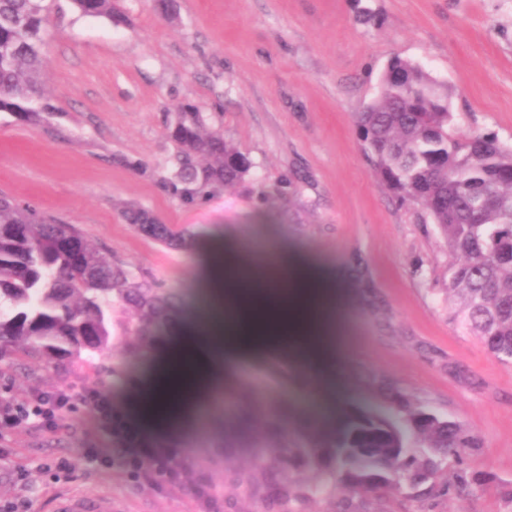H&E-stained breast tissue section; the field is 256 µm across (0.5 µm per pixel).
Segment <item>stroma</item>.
<instances>
[{"label":"stroma","instance_id":"stroma-1","mask_svg":"<svg viewBox=\"0 0 512 512\" xmlns=\"http://www.w3.org/2000/svg\"><path fill=\"white\" fill-rule=\"evenodd\" d=\"M125 22L78 14L55 0L44 84L57 112L41 123L0 113V193L81 229L112 262L183 293H200L202 249L223 231L249 252L286 246L316 263L340 293L329 360L345 391L339 423L363 409L365 371L375 370L482 444L468 458L486 479L465 496L448 464L431 491L380 496L336 491L298 512H512V367L448 320L452 257L419 207L400 203L365 156L354 117L376 96L393 57L447 86L460 134L512 144V0H118ZM201 106L254 167L246 181L181 204L160 183L174 152L166 136L174 107ZM285 185L264 205L258 187ZM140 205L194 233L176 252L125 224ZM160 329L122 375L115 353L45 363L0 359V408L50 393L67 397L56 425L0 431V512H52L56 497L105 491L114 512H266L267 477L252 492L230 470L251 467L252 449H223L224 433L272 407L288 432H306L307 393L284 361L241 358L220 391L197 380L172 407L167 433H127L112 416L169 342ZM205 393L201 421L183 410ZM68 468H59L60 460ZM177 461L175 477L148 478L139 461Z\"/></svg>","mask_w":512,"mask_h":512}]
</instances>
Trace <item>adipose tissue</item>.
I'll use <instances>...</instances> for the list:
<instances>
[{"mask_svg":"<svg viewBox=\"0 0 512 512\" xmlns=\"http://www.w3.org/2000/svg\"><path fill=\"white\" fill-rule=\"evenodd\" d=\"M338 302L334 283L288 248L245 257L228 246L223 233H214L205 244L200 297L192 314L175 330L170 346L157 354L138 390L126 398L121 418L136 427L166 419L172 404L200 375L223 387L225 362L265 357L268 336L277 335L291 339L279 355L311 395L308 418L334 424L343 381L340 374L320 367L326 344L307 320L314 308L330 309Z\"/></svg>","mask_w":512,"mask_h":512,"instance_id":"adipose-tissue-1","label":"adipose tissue"}]
</instances>
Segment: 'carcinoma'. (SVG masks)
I'll list each match as a JSON object with an SVG mask.
<instances>
[{
  "instance_id": "carcinoma-1",
  "label": "carcinoma",
  "mask_w": 512,
  "mask_h": 512,
  "mask_svg": "<svg viewBox=\"0 0 512 512\" xmlns=\"http://www.w3.org/2000/svg\"><path fill=\"white\" fill-rule=\"evenodd\" d=\"M83 16L125 21L116 0H72ZM51 0H0V112L49 125L56 108L42 82ZM167 127L176 150L161 184L187 205L219 187L246 180L250 159L211 130L196 105L175 107ZM355 125L374 172L402 201L424 209L448 242V292L458 301L449 320L480 338L512 366V146L489 134L453 129L448 88L418 65L392 59L377 97ZM122 220L168 249L191 246L193 233L155 220L141 206ZM178 294L140 281L101 256L82 231L22 201L0 195V359L91 358L115 348L133 360L153 326L173 317ZM119 305L138 319L135 339L112 335ZM365 381L381 403L356 416L333 440L288 436L272 410L246 431L224 435L225 448L262 446L277 480L269 507L294 505L332 489L386 491L430 484L443 464L459 468L458 488L469 494L485 481L465 468L478 440L464 425L370 371ZM313 472L315 482L291 475Z\"/></svg>"
}]
</instances>
